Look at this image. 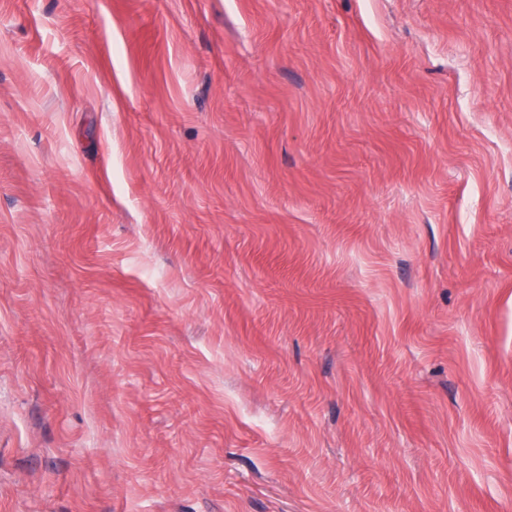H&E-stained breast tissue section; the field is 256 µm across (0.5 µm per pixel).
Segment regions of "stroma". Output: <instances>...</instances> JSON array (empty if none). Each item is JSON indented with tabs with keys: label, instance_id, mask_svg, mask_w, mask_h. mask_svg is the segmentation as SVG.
<instances>
[{
	"label": "stroma",
	"instance_id": "1",
	"mask_svg": "<svg viewBox=\"0 0 512 512\" xmlns=\"http://www.w3.org/2000/svg\"><path fill=\"white\" fill-rule=\"evenodd\" d=\"M0 512H512V0H0Z\"/></svg>",
	"mask_w": 512,
	"mask_h": 512
}]
</instances>
